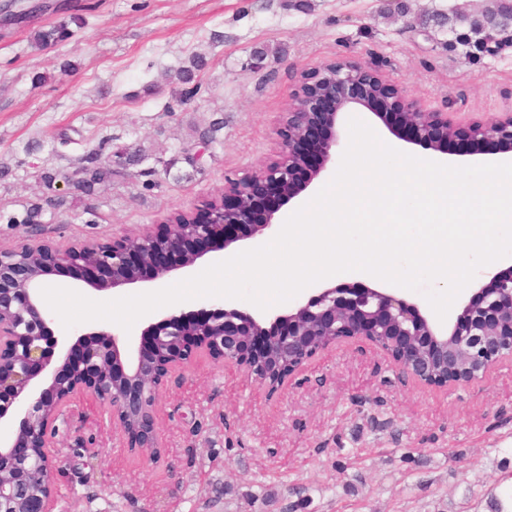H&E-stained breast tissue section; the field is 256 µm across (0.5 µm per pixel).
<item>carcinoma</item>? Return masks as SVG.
Here are the masks:
<instances>
[{
	"label": "carcinoma",
	"mask_w": 512,
	"mask_h": 512,
	"mask_svg": "<svg viewBox=\"0 0 512 512\" xmlns=\"http://www.w3.org/2000/svg\"><path fill=\"white\" fill-rule=\"evenodd\" d=\"M509 6L502 2L496 3L491 9H484L475 14L460 16L448 20L449 34L448 51H462L470 59L478 61L487 51V44L496 42L499 49L512 48V16ZM81 25V18L72 16L47 30L36 33V41L43 45H52L65 41L71 35L69 25ZM116 171L112 163H98L91 160L86 165L76 168L64 175L66 182L76 191L85 196H92L102 187L112 183ZM45 215L44 207L35 203L26 208L22 215L4 216L0 221L8 224H41Z\"/></svg>",
	"instance_id": "1"
}]
</instances>
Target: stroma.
I'll list each match as a JSON object with an SVG mask.
<instances>
[{"mask_svg": "<svg viewBox=\"0 0 512 512\" xmlns=\"http://www.w3.org/2000/svg\"><path fill=\"white\" fill-rule=\"evenodd\" d=\"M42 2L0 26V161L12 169L0 213L22 214L52 188L71 194L64 174L90 157L118 174L97 195H75L73 213L0 223V250L106 242L200 205L273 155L302 75L340 58L463 124L512 110V48L474 64L447 50V29L416 30L424 14L487 0H408L403 17L387 15L385 0ZM73 15L82 23L70 38L34 45L36 31ZM195 54L206 66L182 83ZM66 60L75 69L64 75ZM217 119V142L202 144ZM157 423L163 457L152 463L92 395L74 396L53 440L56 512H287L297 502L301 512H490V492L512 474V360L434 387L351 339L272 392L200 354L169 373Z\"/></svg>", "mask_w": 512, "mask_h": 512, "instance_id": "1", "label": "stroma"}]
</instances>
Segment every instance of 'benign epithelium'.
<instances>
[{
    "instance_id": "benign-epithelium-1",
    "label": "benign epithelium",
    "mask_w": 512,
    "mask_h": 512,
    "mask_svg": "<svg viewBox=\"0 0 512 512\" xmlns=\"http://www.w3.org/2000/svg\"><path fill=\"white\" fill-rule=\"evenodd\" d=\"M362 107L398 137L448 153V143L479 154L487 142L512 151V111L461 125L430 112L401 84L338 59L302 76L283 123L279 150L250 174L228 179L217 196L161 224L106 243L66 251L48 244L0 251V420L28 404L13 438L0 443V512H54L50 463L56 422L71 398L95 396L129 448L157 462V401L171 370L198 354L234 365L274 390L336 342L362 338L384 351L401 373L428 385L470 382L512 357V267L495 273L463 303L446 334L421 307L388 288L343 284L269 317L265 326L225 302L172 313L144 327L135 357L122 359L126 335L111 329L80 335L68 347L52 335L41 289L47 272L65 268L98 291L156 282L193 267L209 253L277 225L279 207L336 164L342 114Z\"/></svg>"
}]
</instances>
